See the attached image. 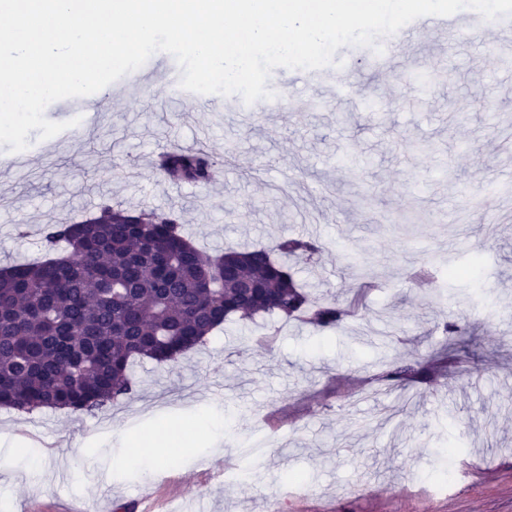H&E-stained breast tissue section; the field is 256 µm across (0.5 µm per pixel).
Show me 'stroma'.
<instances>
[{"label": "stroma", "instance_id": "1", "mask_svg": "<svg viewBox=\"0 0 512 512\" xmlns=\"http://www.w3.org/2000/svg\"><path fill=\"white\" fill-rule=\"evenodd\" d=\"M354 61L353 95L276 68L269 85L319 96L250 119L197 111L158 81L170 54L144 64L154 93H94L84 134L28 135L24 170L0 166V267L43 254L42 228L103 202L175 212L194 244L273 247L304 235L319 250L294 265L313 296L360 316L316 335L276 316L231 321L177 365L132 368L131 395L92 414L0 407V503L9 512H113L143 496L178 512H512V42L479 26L453 43L421 32L392 73ZM208 139L209 185L174 184L159 152ZM461 333L440 385L390 391L394 361L429 359L445 322ZM479 367L480 379L463 372ZM229 422L220 451L194 437L211 410ZM186 432L177 457L146 467L132 442ZM266 443L245 459L248 437ZM461 448L436 483L439 450ZM29 449L28 458L15 449ZM300 473L308 489L289 491Z\"/></svg>", "mask_w": 512, "mask_h": 512}]
</instances>
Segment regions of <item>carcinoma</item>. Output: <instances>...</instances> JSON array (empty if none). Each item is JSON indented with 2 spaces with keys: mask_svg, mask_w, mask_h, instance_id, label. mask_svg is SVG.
<instances>
[{
  "mask_svg": "<svg viewBox=\"0 0 512 512\" xmlns=\"http://www.w3.org/2000/svg\"><path fill=\"white\" fill-rule=\"evenodd\" d=\"M173 182L207 185L215 163L203 150L164 151ZM50 256L0 269V406L91 413L128 395L132 364L178 363L232 319L277 315L317 332L341 327L349 306L313 298L287 264L317 244L284 237L273 248L202 254L173 212L102 203L72 223L48 224ZM461 349L391 366L381 378L432 382Z\"/></svg>",
  "mask_w": 512,
  "mask_h": 512,
  "instance_id": "obj_1",
  "label": "carcinoma"
}]
</instances>
